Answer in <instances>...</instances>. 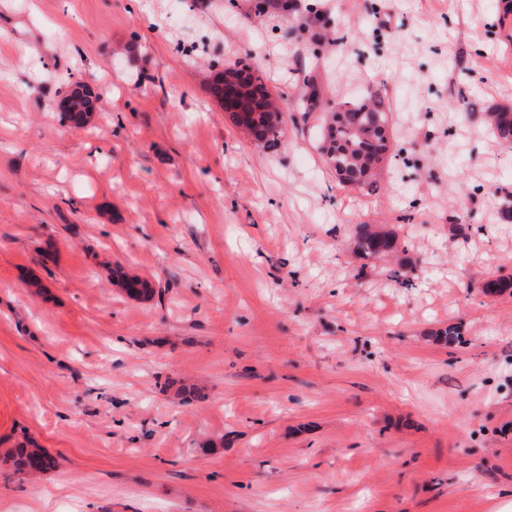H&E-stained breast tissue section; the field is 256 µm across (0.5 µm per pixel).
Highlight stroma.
<instances>
[{"label":"stroma","mask_w":512,"mask_h":512,"mask_svg":"<svg viewBox=\"0 0 512 512\" xmlns=\"http://www.w3.org/2000/svg\"><path fill=\"white\" fill-rule=\"evenodd\" d=\"M256 3L0 0V512H512V292L483 290L512 149L481 121L512 0ZM238 61L283 98L276 150L209 93ZM311 75L389 100L376 191L325 167ZM358 224L397 258L362 268ZM27 439L56 468L16 471ZM352 245L354 252L366 261L383 260L399 250L395 231L377 224L356 225Z\"/></svg>","instance_id":"stroma-1"}]
</instances>
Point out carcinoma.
<instances>
[{"mask_svg": "<svg viewBox=\"0 0 512 512\" xmlns=\"http://www.w3.org/2000/svg\"><path fill=\"white\" fill-rule=\"evenodd\" d=\"M240 71L246 74L256 112L243 125L235 118L232 122L242 126L254 142L275 149L284 135V123L276 112L277 101L269 98L270 90L262 74L244 66ZM390 114V104L376 92L357 103L340 105L326 115L320 151L343 185L370 190L376 184V178L389 160ZM485 119L500 139L512 143L511 110L495 107L485 113ZM352 245L354 252L366 261L383 260L399 250L395 231L377 224L356 225ZM118 278L129 295L151 297L153 289L147 281L122 272ZM5 458L12 461L16 470L24 472H45L56 466L55 458L35 445L10 448Z\"/></svg>", "mask_w": 512, "mask_h": 512, "instance_id": "carcinoma-1", "label": "carcinoma"}]
</instances>
